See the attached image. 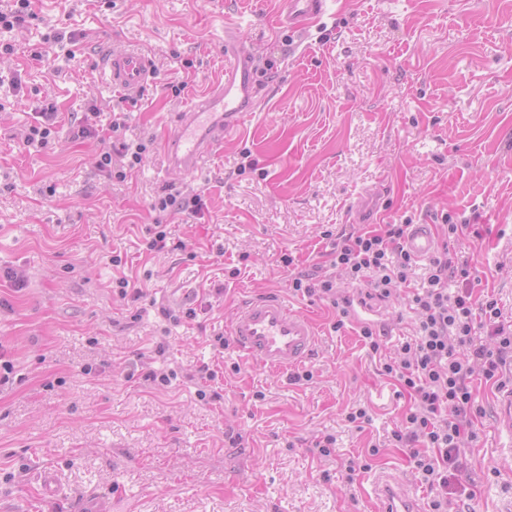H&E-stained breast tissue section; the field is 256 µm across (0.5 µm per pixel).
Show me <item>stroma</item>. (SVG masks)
<instances>
[{"label":"stroma","mask_w":512,"mask_h":512,"mask_svg":"<svg viewBox=\"0 0 512 512\" xmlns=\"http://www.w3.org/2000/svg\"><path fill=\"white\" fill-rule=\"evenodd\" d=\"M280 6L33 0L32 18L0 28L13 47L0 54V361L12 368L0 385V512H79L86 496L117 491L137 512H374L364 491L382 470L428 506L409 449L388 440L407 397L381 375L360 321L334 330L333 308L294 294L288 275L324 263V231L351 230L355 206L390 224H471L459 249L474 292L493 295L512 321V0H334L325 30L305 38L273 27ZM228 27L257 53L268 97L199 171H168L167 137L223 72ZM112 48L154 64L153 82L124 101L95 68ZM48 103L57 118L47 145L25 146ZM92 107L103 128L126 113L124 137L149 146L125 182L98 169L101 144L79 133ZM176 191L202 193L205 208L152 210ZM155 224L169 235L150 252ZM121 274L144 298L113 294ZM264 296L314 319L311 382L213 349L236 309ZM366 307L394 355L413 332L406 301ZM166 308L196 316L175 324ZM203 365L219 371L205 401L190 379ZM151 370L177 378L159 389ZM473 390L483 415L449 482L474 497L449 494L448 512H512L498 389L478 379ZM358 402L372 410L360 429L345 420ZM322 434L336 438L331 456L311 449ZM45 471L56 478L51 497Z\"/></svg>","instance_id":"35a3bbf8"}]
</instances>
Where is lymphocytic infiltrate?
<instances>
[{"label": "lymphocytic infiltrate", "instance_id": "1", "mask_svg": "<svg viewBox=\"0 0 512 512\" xmlns=\"http://www.w3.org/2000/svg\"><path fill=\"white\" fill-rule=\"evenodd\" d=\"M147 153L141 141L111 143L100 153L98 167L122 182ZM407 232V225L388 224L378 231L339 233L327 255L330 273L291 272L288 286L303 296L328 298L337 330L344 328L352 306L337 274L364 287L371 299L411 293L415 338L381 365L382 374L395 379L410 399L391 440L409 449L422 484L433 490L430 512H448V472L481 414L472 383L478 377L500 382L503 366L512 360V324L504 322L496 299L475 296L468 263L453 260L450 244L462 235V225H447L441 249L420 278L416 259L403 246Z\"/></svg>", "mask_w": 512, "mask_h": 512}]
</instances>
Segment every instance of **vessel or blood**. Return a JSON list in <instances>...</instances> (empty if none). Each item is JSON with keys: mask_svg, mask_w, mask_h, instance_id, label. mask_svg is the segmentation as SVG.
Returning a JSON list of instances; mask_svg holds the SVG:
<instances>
[{"mask_svg": "<svg viewBox=\"0 0 512 512\" xmlns=\"http://www.w3.org/2000/svg\"><path fill=\"white\" fill-rule=\"evenodd\" d=\"M331 0H284L274 25L292 34H306L311 23L327 16ZM227 64L223 77L182 112L167 145L166 167L191 174L202 167L214 148L239 133L246 113L255 111L266 97L255 53L242 44L236 29L224 37ZM103 82L112 90L137 92L154 76L151 58L142 52L109 50L99 60ZM404 245L417 260L429 259L439 247L433 225H411ZM228 333L236 351L261 366L283 372L309 358L317 341L316 324L305 313L268 296L240 306L229 322ZM497 425L508 437L502 455L512 457V389L497 398ZM377 512H421L400 479L386 473L377 485Z\"/></svg>", "mask_w": 512, "mask_h": 512, "instance_id": "1", "label": "vessel or blood"}]
</instances>
